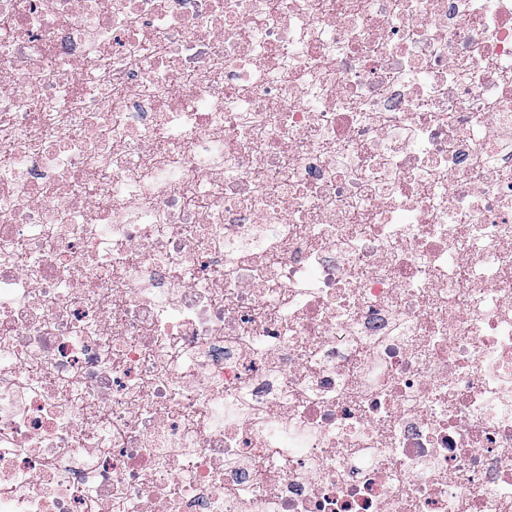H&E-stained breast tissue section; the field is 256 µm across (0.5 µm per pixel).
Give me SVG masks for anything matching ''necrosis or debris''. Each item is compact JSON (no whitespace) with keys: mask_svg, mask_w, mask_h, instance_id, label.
I'll use <instances>...</instances> for the list:
<instances>
[{"mask_svg":"<svg viewBox=\"0 0 512 512\" xmlns=\"http://www.w3.org/2000/svg\"><path fill=\"white\" fill-rule=\"evenodd\" d=\"M0 512H512V0H0Z\"/></svg>","mask_w":512,"mask_h":512,"instance_id":"necrosis-or-debris-1","label":"necrosis or debris"}]
</instances>
